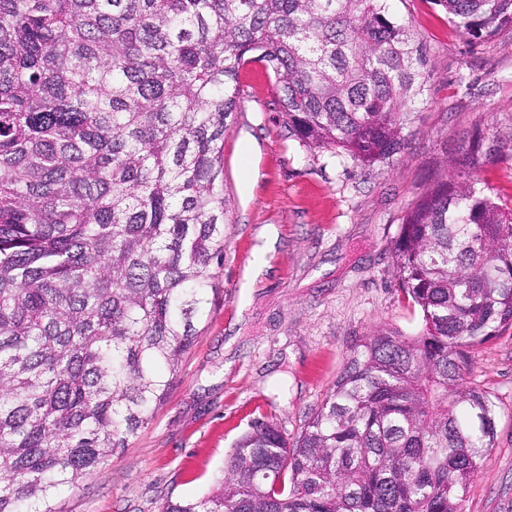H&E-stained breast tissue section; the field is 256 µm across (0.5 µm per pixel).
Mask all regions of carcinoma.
I'll return each instance as SVG.
<instances>
[{
  "mask_svg": "<svg viewBox=\"0 0 512 512\" xmlns=\"http://www.w3.org/2000/svg\"><path fill=\"white\" fill-rule=\"evenodd\" d=\"M389 0H0V512H57L167 396L224 258V129L256 53L299 141L402 153L427 48ZM474 45L512 0H435ZM480 145L404 214L423 314L376 327L295 441L257 420L164 512H458L495 447L466 351L512 328V207Z\"/></svg>",
  "mask_w": 512,
  "mask_h": 512,
  "instance_id": "cac0c4a2",
  "label": "carcinoma"
}]
</instances>
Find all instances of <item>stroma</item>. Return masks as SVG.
<instances>
[{
  "label": "stroma",
  "instance_id": "35a3bbf8",
  "mask_svg": "<svg viewBox=\"0 0 512 512\" xmlns=\"http://www.w3.org/2000/svg\"><path fill=\"white\" fill-rule=\"evenodd\" d=\"M391 11L431 57L405 150L361 166L288 134L273 73L252 60L224 131V259L215 293L168 396L107 464L64 489L58 512H162L211 490L235 441L258 419L297 438L353 349L378 325L417 334L422 313L400 290L402 217L446 162L478 143V177L512 204V29L474 46L433 0ZM268 244L251 288L243 275ZM464 379L489 392L497 442L461 512H512V329L468 352Z\"/></svg>",
  "mask_w": 512,
  "mask_h": 512
}]
</instances>
